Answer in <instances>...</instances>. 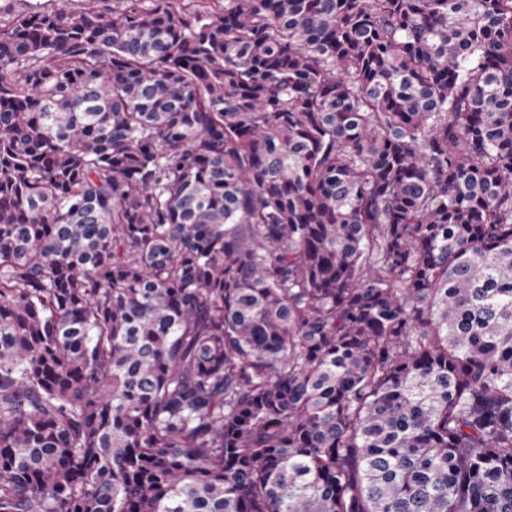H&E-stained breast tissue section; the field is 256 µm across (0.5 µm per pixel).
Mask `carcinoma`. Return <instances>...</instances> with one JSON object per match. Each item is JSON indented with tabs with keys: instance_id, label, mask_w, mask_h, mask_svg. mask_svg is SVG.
<instances>
[{
	"instance_id": "obj_1",
	"label": "carcinoma",
	"mask_w": 512,
	"mask_h": 512,
	"mask_svg": "<svg viewBox=\"0 0 512 512\" xmlns=\"http://www.w3.org/2000/svg\"><path fill=\"white\" fill-rule=\"evenodd\" d=\"M0 512H512V0L0 26Z\"/></svg>"
}]
</instances>
